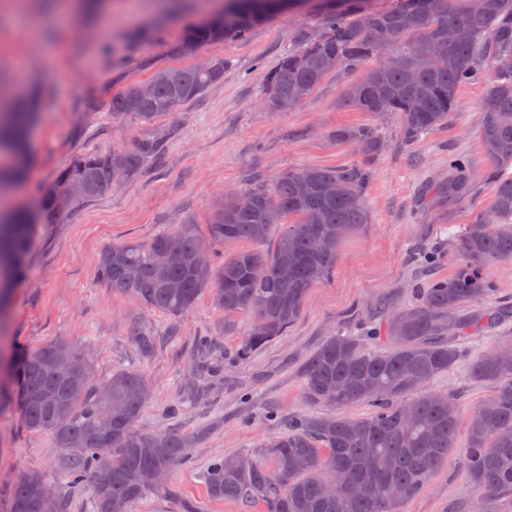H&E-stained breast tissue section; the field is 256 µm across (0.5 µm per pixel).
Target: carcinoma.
<instances>
[{
    "mask_svg": "<svg viewBox=\"0 0 512 512\" xmlns=\"http://www.w3.org/2000/svg\"><path fill=\"white\" fill-rule=\"evenodd\" d=\"M310 0H225L204 13L171 46L193 54L206 41L240 40L271 15L304 8ZM368 0H321V34L302 38L268 74L264 99L275 112L298 105L338 68H363L347 92L349 104L365 112H389L399 119L407 142L448 123L460 87L488 80L480 117L481 144L491 166L477 174L470 162L448 155V182L436 194L459 201L470 196L478 178L495 184L486 211L450 236L460 256L450 277H436L420 289L417 303L382 312L374 335L392 347L373 350L360 336L338 331L307 358L301 372L303 397L310 404L335 407V415H296L287 430L251 451L213 460L206 482L212 498L256 503L260 512H401L448 460L456 448L457 399L434 391L418 392L450 371L461 356L460 342L512 318V305H493L496 288L486 268L512 261V69L498 67L512 56V0H485L481 12L471 0H398L386 11L371 10ZM391 33L383 62L365 68L375 56L370 39L375 26ZM459 31L448 42L445 27ZM497 67L485 76L480 56ZM224 79V61L208 66L162 68L141 84L128 85L108 105L112 118L134 116L149 125L162 115L199 99ZM14 82L0 67V157L9 160L15 180L32 165L30 128L38 121V99L30 92L7 96ZM336 137L352 142L360 163L339 170L315 166L289 169L270 185L257 184L225 195L209 224L198 234L188 221L150 240L112 244L102 249L97 279L114 293L177 318L205 291L230 317H250L242 353L257 350L283 335L302 314L310 291L334 269L344 236L367 223L365 194L371 163L382 149L373 127L342 129ZM157 141L144 137L131 148L79 154L62 168L31 207L0 213V307L21 281L28 242L38 224L69 210L77 199L112 194L156 152ZM338 184L340 194L327 187ZM279 230L277 245H260ZM176 242L172 257L156 253ZM242 248L221 262L217 245ZM129 336L136 349L152 347L153 328L134 324ZM501 345L470 362L469 377L494 385L472 409L464 465L482 499L512 496V355ZM62 361L71 373L54 376ZM152 390L134 367L96 380L90 361L75 346L57 341L38 349L15 348L0 400L15 398L24 427L48 433L66 457L69 483L87 489L91 512H134L141 500L173 496L168 476L189 464L201 436L168 428L137 429ZM367 403L372 413L353 418L340 410ZM163 480L149 483V473ZM49 488L39 471L18 478L11 512H35Z\"/></svg>",
    "mask_w": 512,
    "mask_h": 512,
    "instance_id": "1",
    "label": "carcinoma"
}]
</instances>
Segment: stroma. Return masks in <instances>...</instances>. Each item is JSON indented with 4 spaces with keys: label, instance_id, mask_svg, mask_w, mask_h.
<instances>
[{
    "label": "stroma",
    "instance_id": "1",
    "mask_svg": "<svg viewBox=\"0 0 512 512\" xmlns=\"http://www.w3.org/2000/svg\"><path fill=\"white\" fill-rule=\"evenodd\" d=\"M56 0H24L19 11L0 8V58L20 56L44 87L41 114L30 133L35 164L12 197L32 204L37 186L50 182L81 153L133 146L144 134L158 143L154 158L111 195L78 202L53 223L40 225L26 257L25 278L0 313V356L14 345L38 348L53 341L76 344L100 377L137 368L153 396L137 426L153 431L175 426L201 432L191 462L176 469L171 499L147 498L136 512H178L181 501L196 512H258L256 505L216 501L207 491L206 469L218 456L244 454L280 436L285 417L332 414V407L305 402L301 369L307 357L337 330L354 332L377 321L381 306L405 307L434 277L456 270L458 256L446 250L433 266L422 249L448 242L490 202L494 185L478 181L472 196L444 202L428 185L448 178V155H464L476 171L490 161L479 135L488 85H463L447 124L405 142L396 116L379 117L346 102L361 71L328 75L308 98L287 112L263 108L268 73L300 34L318 35L315 4L272 16L238 41H210L195 55H174L170 46L200 18L199 0H112L96 17H56ZM160 25L159 38H139L140 29ZM221 59L222 83L197 101L143 128L132 117L113 119L108 104L128 84L151 79L162 67H189ZM378 129L383 148L372 163L366 197L367 224L342 240L336 270L312 289L302 316L283 336L248 355L239 349L248 326L238 316L223 330L224 316L209 295L176 319L132 298L115 295L96 277L100 251L126 240L145 241L193 221L206 233L224 191L270 183L292 167L342 169L361 160L342 127ZM153 326L158 341L139 358L128 335L131 322ZM211 337L207 354L224 361V376L192 404L183 396L195 382L196 339ZM467 361L432 379L428 388L458 399L462 413L484 401L492 387L469 379ZM26 470L41 472L69 512H89L87 493L70 488L66 461L47 435L29 432L14 402L0 403V512H10L12 492ZM402 512H512V496L481 500L468 483L459 455H451Z\"/></svg>",
    "mask_w": 512,
    "mask_h": 512
}]
</instances>
